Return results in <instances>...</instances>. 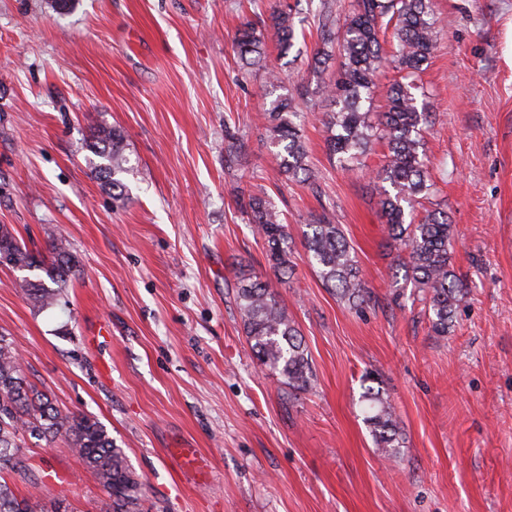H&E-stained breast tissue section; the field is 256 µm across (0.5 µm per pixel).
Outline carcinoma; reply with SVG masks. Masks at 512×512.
Returning <instances> with one entry per match:
<instances>
[{
	"mask_svg": "<svg viewBox=\"0 0 512 512\" xmlns=\"http://www.w3.org/2000/svg\"><path fill=\"white\" fill-rule=\"evenodd\" d=\"M320 35L323 48L313 58V70L324 73L334 59L338 78L331 84L317 82L315 93L334 102L335 109L322 114L331 155L347 169L366 154L373 140H387L388 154L376 175L375 191L381 216L387 224L389 244L406 253L402 261L406 276L429 302L432 328L446 336L453 326L458 304L467 289L456 276L451 253L453 226L441 208L412 218L414 204L430 195L432 188L424 151L423 127L428 113L418 110L412 85L396 81L387 90V110L373 118L364 106L378 75L386 67L411 77L422 70L437 36L433 0H352L343 24L332 17L327 3L321 4ZM290 6L270 15V28L280 49L286 51L296 39V16ZM393 29L394 48L386 55L381 34ZM234 52L246 65L260 62L265 48L262 30L245 23L233 39ZM261 118L277 152L279 173L302 184L310 183L312 170L301 134L306 113L299 112L288 99H279L263 111ZM245 143L238 132L226 130L224 152L229 157L241 153ZM88 147L101 162L97 177L104 180L112 195L124 196L122 176L129 171L126 140L114 127L99 126L89 137ZM247 223L264 239L267 258L276 282L261 281L244 270L235 283V304L251 349L260 361L277 372L292 391L312 388L314 374L303 339L295 321L281 305L275 284L292 273V238L281 213L262 189L240 198ZM304 234V248L323 285L346 304L358 307L370 300L356 253L339 224L322 215L312 219ZM13 256L15 267L36 268L45 278L24 279L22 294L34 305L58 304L78 260L63 237L52 239L46 253L30 250L5 224L0 225V254ZM363 386L361 403L365 422L376 450L395 460L403 444L398 417L388 394L380 387ZM64 438L71 451L93 472L105 491L104 512H137L142 496V480L129 466L123 449L113 441L105 426L83 412H64L51 396L39 391L25 376L13 340L0 333V472L12 474L33 492L20 497L13 484L0 482V512H73L50 493L41 491L40 473L25 454L27 441Z\"/></svg>",
	"mask_w": 512,
	"mask_h": 512,
	"instance_id": "obj_1",
	"label": "carcinoma"
}]
</instances>
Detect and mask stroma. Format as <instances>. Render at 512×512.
<instances>
[{"label": "stroma", "mask_w": 512, "mask_h": 512, "mask_svg": "<svg viewBox=\"0 0 512 512\" xmlns=\"http://www.w3.org/2000/svg\"><path fill=\"white\" fill-rule=\"evenodd\" d=\"M296 0H0V224L30 249L65 237L82 273L39 308L0 266V332L27 379L96 416L144 482L142 512H512V0H434L440 21L414 94L429 113L433 202L448 209L467 287L448 336L387 245L373 192L387 147L355 171L329 156L310 68L318 15L288 53L242 66L232 38ZM283 78L271 86L267 70ZM292 99L313 185L275 176L257 115ZM118 128L131 170L116 200L90 130ZM247 151L224 158V130ZM262 186L296 247L279 296L314 373L289 394L252 352L235 275L271 277L237 204ZM342 225L371 299L347 307L305 254L313 217ZM400 419L388 463L363 420L365 373ZM195 448L200 468L178 450ZM75 512L105 495L63 439L27 451Z\"/></svg>", "instance_id": "35a3bbf8"}]
</instances>
